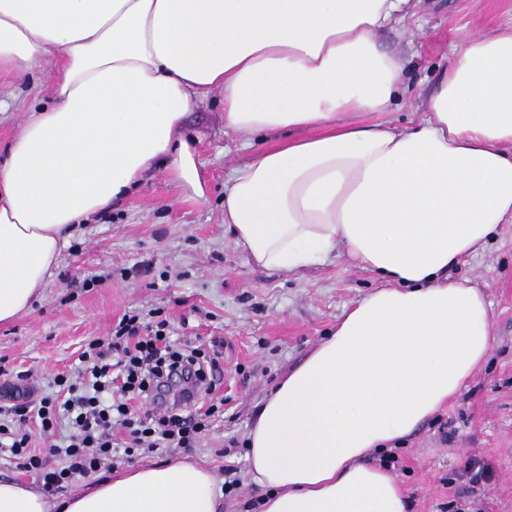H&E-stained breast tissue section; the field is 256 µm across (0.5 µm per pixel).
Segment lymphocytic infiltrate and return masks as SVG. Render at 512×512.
<instances>
[{
	"label": "lymphocytic infiltrate",
	"mask_w": 512,
	"mask_h": 512,
	"mask_svg": "<svg viewBox=\"0 0 512 512\" xmlns=\"http://www.w3.org/2000/svg\"><path fill=\"white\" fill-rule=\"evenodd\" d=\"M80 359L83 366L75 377L55 380L56 387L68 391V398L42 397L37 410L44 433L68 421L72 432L65 441L33 451L24 429L29 406L23 401L13 404L9 421L0 424V454L19 459L40 474L46 491L97 473L119 454L114 428L128 430L136 448H190L220 412L213 402L192 409L163 407L158 388L166 380L182 378V393L187 396L209 383L218 364L216 355L200 346L173 341L167 320L143 325L136 316L122 318L108 340L90 342ZM53 457L62 459V467L48 469Z\"/></svg>",
	"instance_id": "f902f5d3"
}]
</instances>
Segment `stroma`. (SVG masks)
Listing matches in <instances>:
<instances>
[{
  "label": "stroma",
  "mask_w": 512,
  "mask_h": 512,
  "mask_svg": "<svg viewBox=\"0 0 512 512\" xmlns=\"http://www.w3.org/2000/svg\"><path fill=\"white\" fill-rule=\"evenodd\" d=\"M413 10L404 25L377 34L407 62L396 106L372 116L397 128L423 118L424 97L466 37L512 22V0H416ZM54 75L47 61L25 76L0 77V163L31 107L49 103ZM184 131L199 139L205 198L191 197L158 168L80 224L30 312L0 325V408L50 392L54 377L73 373L85 346L110 336L124 314L160 311L185 335L217 344L221 377L212 396L223 400L224 415L191 451L140 448L101 473L186 455L218 481L236 478L223 512H253L259 493L245 442L258 404L379 281L341 249L292 274L251 264L224 226V183L276 136L225 129L219 90L187 113ZM448 274L483 291L492 348L461 394L400 443L388 464L408 512H512V223ZM92 276L101 285L83 287Z\"/></svg>",
  "instance_id": "35a3bbf8"
}]
</instances>
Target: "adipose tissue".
Returning <instances> with one entry per match:
<instances>
[{
  "label": "adipose tissue",
  "mask_w": 512,
  "mask_h": 512,
  "mask_svg": "<svg viewBox=\"0 0 512 512\" xmlns=\"http://www.w3.org/2000/svg\"><path fill=\"white\" fill-rule=\"evenodd\" d=\"M411 0H0V73L55 63L51 101L0 164V324L27 312L80 221L164 168L204 196L187 112L224 92V125L290 131L224 184V222L257 266L295 273L343 248L382 287L259 406L246 436L260 512H405L366 463L455 398L492 347L486 300L448 269L512 223V24L467 38L427 94L378 30ZM215 476L141 466L70 497L0 479V512H222Z\"/></svg>",
  "instance_id": "obj_1"
}]
</instances>
